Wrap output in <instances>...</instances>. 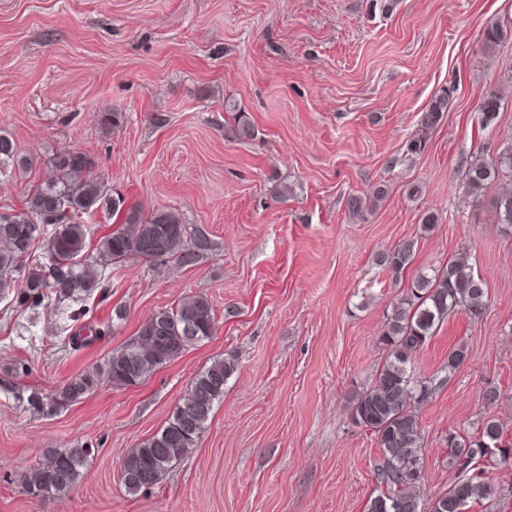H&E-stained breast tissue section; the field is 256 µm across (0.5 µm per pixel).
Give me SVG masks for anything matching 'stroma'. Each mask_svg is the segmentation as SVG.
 I'll list each match as a JSON object with an SVG mask.
<instances>
[{"mask_svg":"<svg viewBox=\"0 0 512 512\" xmlns=\"http://www.w3.org/2000/svg\"><path fill=\"white\" fill-rule=\"evenodd\" d=\"M492 22L510 35L490 46ZM443 88L446 112L408 153ZM491 91L488 124L479 103ZM105 112L121 115L108 131ZM242 116L248 140L233 134ZM1 131L33 166L0 181V212L46 176L49 155L78 148L111 192L178 211L208 247L187 265L113 269L107 298L86 304L112 330L78 349L48 312L0 311V512H365L383 456L349 405L387 356L377 338L393 304L460 253L488 306L449 316L412 357L433 386L417 408L424 500L456 478L449 432L489 414L512 428V229L492 207L512 176L478 195L465 186L480 153L512 145V0H0ZM381 187L352 218L348 197ZM405 239L415 258L395 280L373 258ZM195 293L211 300L216 333L143 383L101 380L51 418L16 400L103 363ZM461 343L469 356L448 371ZM19 359L28 375L15 374ZM218 359L236 370L196 447L128 493L127 453ZM487 387L500 392L490 409ZM77 443L93 453L74 488L29 496L23 478L47 450Z\"/></svg>","mask_w":512,"mask_h":512,"instance_id":"35a3bbf8","label":"stroma"}]
</instances>
